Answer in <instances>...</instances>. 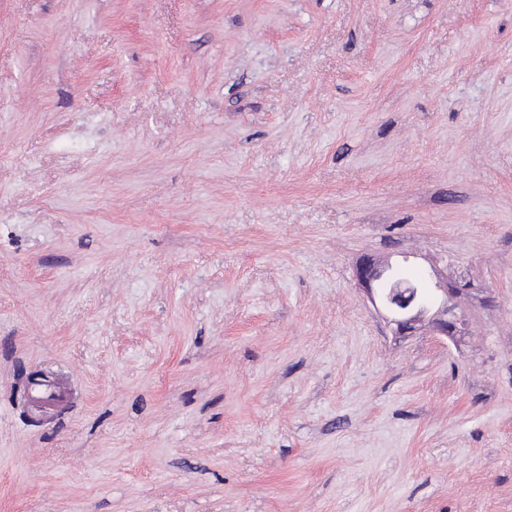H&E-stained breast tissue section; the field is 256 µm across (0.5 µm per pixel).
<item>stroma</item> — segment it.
<instances>
[{
	"mask_svg": "<svg viewBox=\"0 0 512 512\" xmlns=\"http://www.w3.org/2000/svg\"><path fill=\"white\" fill-rule=\"evenodd\" d=\"M0 512H512V0H0ZM384 272V265L370 261L357 267L356 278L371 301L375 302L377 296L392 314L391 321L395 325L396 334L410 336L426 319L433 333L438 336L454 341L465 334L467 318L457 300L468 293L466 283L448 275L438 277L440 300L435 311L430 314L433 304L415 284L395 279L389 288H375Z\"/></svg>",
	"mask_w": 512,
	"mask_h": 512,
	"instance_id": "35a3bbf8",
	"label": "stroma"
}]
</instances>
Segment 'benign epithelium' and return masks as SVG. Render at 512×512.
<instances>
[{
	"mask_svg": "<svg viewBox=\"0 0 512 512\" xmlns=\"http://www.w3.org/2000/svg\"><path fill=\"white\" fill-rule=\"evenodd\" d=\"M384 272V265L370 261L357 267L356 278L369 298L379 299L392 314L396 334L410 336L425 320L433 333L449 340L465 334L467 318L458 304V299L469 291L465 283L448 276L438 278L440 300L435 307L421 288L408 281L395 279L387 288H376Z\"/></svg>",
	"mask_w": 512,
	"mask_h": 512,
	"instance_id": "benign-epithelium-1",
	"label": "benign epithelium"
}]
</instances>
